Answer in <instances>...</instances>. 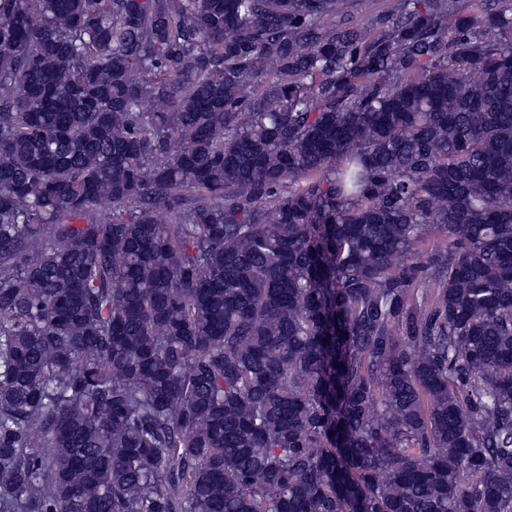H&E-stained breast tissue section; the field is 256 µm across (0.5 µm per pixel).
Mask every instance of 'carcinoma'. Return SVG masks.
Wrapping results in <instances>:
<instances>
[{
    "label": "carcinoma",
    "instance_id": "carcinoma-1",
    "mask_svg": "<svg viewBox=\"0 0 512 512\" xmlns=\"http://www.w3.org/2000/svg\"><path fill=\"white\" fill-rule=\"evenodd\" d=\"M354 4L0 0V512H512V0Z\"/></svg>",
    "mask_w": 512,
    "mask_h": 512
}]
</instances>
